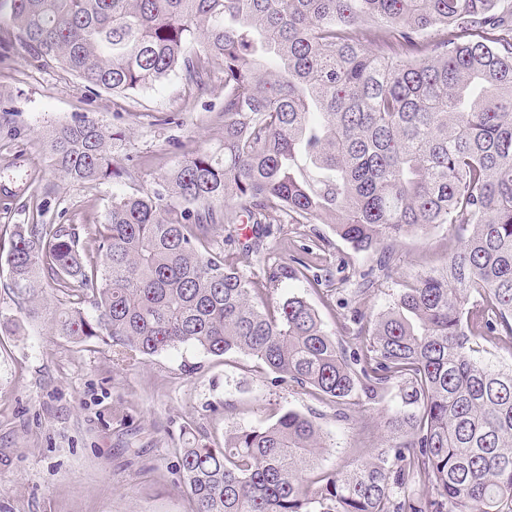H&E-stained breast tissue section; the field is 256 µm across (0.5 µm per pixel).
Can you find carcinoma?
I'll list each match as a JSON object with an SVG mask.
<instances>
[{
    "label": "carcinoma",
    "instance_id": "cac0c4a2",
    "mask_svg": "<svg viewBox=\"0 0 512 512\" xmlns=\"http://www.w3.org/2000/svg\"><path fill=\"white\" fill-rule=\"evenodd\" d=\"M11 34L87 90L129 94L179 70L224 72V145L200 149L100 224H5L13 301L128 361L184 345L256 360L299 394L400 403L375 451L322 472L310 416L224 427L177 449L189 512H512V3L502 0H0ZM118 133L78 117L52 131L54 171L123 175ZM318 221L358 251L443 224L459 246L416 276L356 348L301 297L262 301L212 235L241 217ZM86 241H81V238Z\"/></svg>",
    "mask_w": 512,
    "mask_h": 512
}]
</instances>
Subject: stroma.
<instances>
[{"instance_id": "1", "label": "stroma", "mask_w": 512, "mask_h": 512, "mask_svg": "<svg viewBox=\"0 0 512 512\" xmlns=\"http://www.w3.org/2000/svg\"><path fill=\"white\" fill-rule=\"evenodd\" d=\"M224 78L190 94L183 73L160 84L115 96L81 88L58 67H43L13 40L0 43V225L30 222L46 202V221L103 222L113 196L150 191L157 177L197 150L224 143ZM121 134L112 154L122 177L73 183L49 166V134L78 116ZM218 243L237 251L238 266L266 275L312 250L311 279L278 274L269 296L298 295L318 310L326 331L352 340L356 311L384 310L406 282L441 266L458 240L451 225L411 234L393 246L390 267L379 252H358L327 224H274L256 237L250 224H224ZM259 245L243 250L244 242ZM375 283L362 303L354 292L364 272ZM0 512H188L178 448L223 443L225 426L266 424L275 411L315 416L328 446L325 471L345 467L364 447H377L384 408L363 404L350 420L334 407L275 382L269 370L242 354L213 357L183 346L136 363L114 347L74 343L55 335L53 307L29 317L0 288ZM369 422L370 438L360 435Z\"/></svg>"}]
</instances>
